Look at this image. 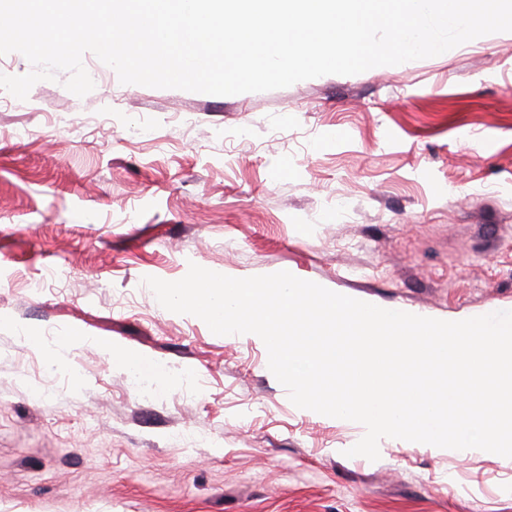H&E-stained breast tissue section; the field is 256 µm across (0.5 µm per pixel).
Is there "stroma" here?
Segmentation results:
<instances>
[{"instance_id":"obj_1","label":"stroma","mask_w":512,"mask_h":512,"mask_svg":"<svg viewBox=\"0 0 512 512\" xmlns=\"http://www.w3.org/2000/svg\"><path fill=\"white\" fill-rule=\"evenodd\" d=\"M0 106V512H512V458L296 407L249 337L148 276L287 271L441 320L512 310V32L447 55L214 96L93 53ZM68 340L57 377L44 351ZM172 381L131 385L118 356Z\"/></svg>"}]
</instances>
